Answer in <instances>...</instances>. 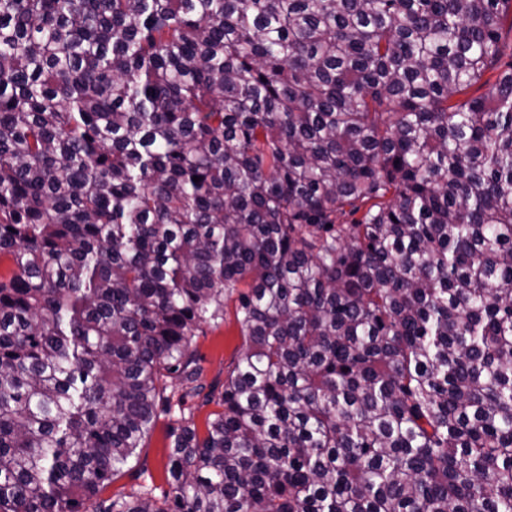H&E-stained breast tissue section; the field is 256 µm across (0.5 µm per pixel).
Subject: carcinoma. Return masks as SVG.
Wrapping results in <instances>:
<instances>
[{
  "label": "carcinoma",
  "mask_w": 512,
  "mask_h": 512,
  "mask_svg": "<svg viewBox=\"0 0 512 512\" xmlns=\"http://www.w3.org/2000/svg\"><path fill=\"white\" fill-rule=\"evenodd\" d=\"M506 25L0 0V512H512ZM175 407L163 499L99 498ZM235 296L225 301L224 324L205 326L194 336L192 348L202 367L201 381L216 393L224 390V379L244 342L240 326L234 317Z\"/></svg>",
  "instance_id": "carcinoma-1"
}]
</instances>
